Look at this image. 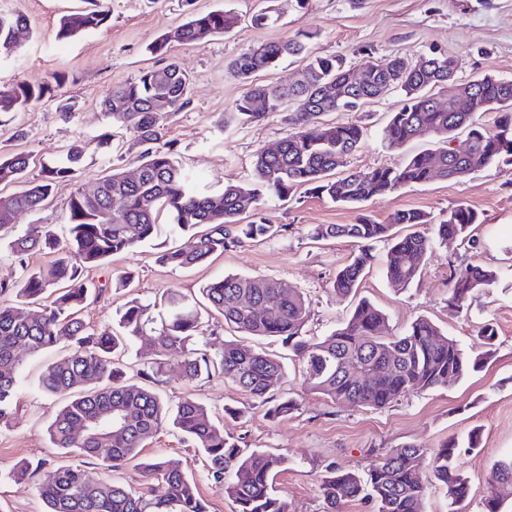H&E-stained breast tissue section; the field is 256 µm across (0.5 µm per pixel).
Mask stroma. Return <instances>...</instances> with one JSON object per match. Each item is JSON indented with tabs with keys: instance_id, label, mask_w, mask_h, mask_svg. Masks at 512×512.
Segmentation results:
<instances>
[{
	"instance_id": "stroma-1",
	"label": "stroma",
	"mask_w": 512,
	"mask_h": 512,
	"mask_svg": "<svg viewBox=\"0 0 512 512\" xmlns=\"http://www.w3.org/2000/svg\"><path fill=\"white\" fill-rule=\"evenodd\" d=\"M83 5L84 0H0L1 14L20 13L28 19L20 53L0 57V87L46 79L54 72L67 76L61 98L0 117V152H26L35 162L48 164L80 139L86 143L85 175L100 174L106 163L97 142L109 128L100 109L102 99L112 85L134 78L142 68L160 67L147 46L194 11L226 8L240 18L232 33L215 37L204 47L175 42L169 51L190 74L192 84L190 103L169 119L167 137L176 144L178 161L207 186L247 179L255 154L274 147L291 131L281 112L255 123L224 118L247 90L227 74L226 65L254 44L307 32L314 36L317 55L344 56L355 69L386 63L395 55L414 59L436 50L456 59L458 81L485 73L512 79V0H361L356 6L349 0H308L302 9L294 0H111L104 27L58 39L60 17ZM269 7L277 11L278 21L253 27L252 15ZM400 100L394 92L364 108L365 140L349 158V169L393 166L404 155L431 147L427 137L400 150L387 147L383 129ZM20 128L25 131L21 139L15 136ZM461 202L481 216L473 227L474 244L454 241L436 246L421 278L405 290L387 283V245L378 242L356 292L338 298L331 281L355 246L347 239L315 241L308 236L316 224H353L364 214L383 222L403 209L424 211L438 221ZM260 215L265 223L288 225V232L267 241L245 242L190 269L160 264L149 244L88 269L84 277L93 301L83 311L85 321L96 330H112L131 296L149 302L177 290L196 299L210 280L237 273L269 277L304 292L311 301L305 327L311 338L329 334L363 299L384 311L389 333L400 334L424 316L472 355L482 351L479 330L493 323L494 352L481 369L380 409L337 405L311 390L299 361L272 338L257 339L256 345L281 356L287 371L283 390L298 403L292 414L266 415L257 401L218 376L188 383L171 368L157 387L172 403L187 395L200 400L225 434L243 437L248 447L286 456L288 464L278 474L274 490L288 512H323L319 486L332 465L364 473L386 449L408 444L436 448L451 438L462 443L458 461L470 482L467 512H481L494 462L512 453V165L493 166L460 182L436 179L409 186L359 208L299 190L285 203L265 200ZM467 263L494 269L498 281L475 293L468 310L453 317L448 313V281L454 269ZM123 271L134 275L128 292L112 286L113 274ZM62 355L57 349L21 357L24 389L18 410L9 425L0 427V512H44L40 488L65 462L47 435L62 401L37 387L45 365ZM471 433L479 437L474 450L463 446ZM143 455L165 458L191 473L210 512H234L233 502L211 478L202 458L175 432L161 431ZM21 460L35 464L37 470L32 478L17 482L8 471Z\"/></svg>"
}]
</instances>
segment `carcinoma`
<instances>
[{"label": "carcinoma", "instance_id": "obj_1", "mask_svg": "<svg viewBox=\"0 0 512 512\" xmlns=\"http://www.w3.org/2000/svg\"><path fill=\"white\" fill-rule=\"evenodd\" d=\"M107 0L95 7L63 16L57 37L68 39L99 29L108 18ZM238 17L222 9L194 13L174 31L165 33L148 52L166 59L170 42L203 47L231 31ZM27 29L23 16L0 15V56L18 52L17 34ZM312 33L263 42L249 47L227 65L230 77L249 85L234 106L233 115L256 122L282 104L294 102L288 113L292 132L272 151L256 154L248 179L228 182L219 190L200 188L176 158L174 143L165 140L170 115L182 111L188 99V74L174 62L147 68L134 78L112 86L101 101L112 126L129 129L139 176L131 180L120 167L82 181L84 147L68 146L38 177H28L31 156L0 155V234H9L20 213H38L61 182L76 185L67 204L63 233L48 224H30L9 242L21 274L0 280V426L10 423L20 390L18 351L32 354L64 348L67 354L45 368L39 388L66 397L48 427L53 447L89 464L61 465L41 495L46 512H208L194 478L169 461L140 460L147 443L171 427L209 463V474L220 484L235 512H287L272 493L275 477L287 458L250 450L235 437H224L205 405L193 397L171 404L153 390L167 367L193 380L219 375L248 393L272 417L294 409L279 390L286 376L281 357L242 339L224 341L216 357L195 347L199 335V302L170 291L153 303L135 297L119 313V333L92 329L81 317L91 294L84 272L112 256L129 253L161 235L160 218L167 216L168 233H191L185 246L161 251L165 265L190 268L247 240L271 238L289 225L262 222L259 209L269 198L288 200L294 191H307L332 202L358 206L399 189L438 177L461 181L500 160L512 163V80L485 74L468 82L481 109L458 112L453 95L439 105L434 90L456 82V60L439 51L409 61L396 57L389 65H369L362 83L347 81L349 68L338 57L313 53ZM286 58L303 63L300 78L289 85L254 82L261 71ZM391 80L402 92L403 105L390 113L385 126L388 148L397 149L421 136L433 139L430 148L411 153L394 166L347 169L348 158L365 136L361 120L343 123L317 121L325 112H360L380 99L381 85ZM65 76L54 74L35 82L0 88V114L26 110L58 95ZM485 112L496 113L493 129L480 123ZM466 133V147L452 146ZM251 218L244 224L242 220ZM431 223L429 214L398 210L387 221L364 215L356 224H318L313 239H349L357 251L340 268L331 287L339 297L350 295L372 261V244L389 242L384 274L389 284L408 288L419 278L436 244L464 240L479 213L465 203L448 210L447 219L428 236L416 227ZM405 224V235L393 228ZM48 252L54 259L31 268L26 258ZM494 271L468 264L449 280L448 310L460 314L471 295L496 283ZM201 295L224 319V324L252 337H269L288 345L302 365L305 384L335 404L383 408L411 393L460 380L478 360H470L457 340L445 335L432 320L420 317L400 335L386 332V315L362 300L329 335L313 341L304 334L311 315L303 292L283 288L263 276L228 274L208 282ZM135 348L139 357L138 383L124 379L117 354ZM459 444L449 441L436 450L406 445L383 455L365 474L339 466L330 469L320 492L324 512H341L354 500L372 504L374 512H422L424 488L420 470L427 466L447 491L448 512H466L468 480L457 464ZM140 461L145 474L166 486L164 495L146 500L110 476L122 466ZM512 497V456L495 462L482 512H502Z\"/></svg>", "mask_w": 512, "mask_h": 512}]
</instances>
